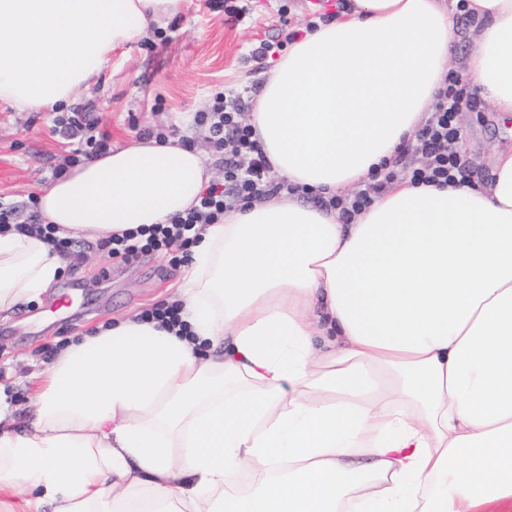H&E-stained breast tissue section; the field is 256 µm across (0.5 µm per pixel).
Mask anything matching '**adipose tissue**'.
I'll return each mask as SVG.
<instances>
[{
  "label": "adipose tissue",
  "mask_w": 512,
  "mask_h": 512,
  "mask_svg": "<svg viewBox=\"0 0 512 512\" xmlns=\"http://www.w3.org/2000/svg\"><path fill=\"white\" fill-rule=\"evenodd\" d=\"M183 0H0V101L69 103ZM466 70L512 117V0H470ZM460 39L445 0H352L294 41L250 122L274 176L328 196L411 139ZM196 149L135 138L43 186V223L98 239L198 205ZM68 264L0 231V311ZM172 299L35 378L0 431V512H486L512 502V151L487 185L400 183L352 223L281 195L205 225ZM258 476L249 490L243 473Z\"/></svg>",
  "instance_id": "adipose-tissue-1"
}]
</instances>
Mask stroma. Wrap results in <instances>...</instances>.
<instances>
[{"label": "stroma", "instance_id": "stroma-1", "mask_svg": "<svg viewBox=\"0 0 512 512\" xmlns=\"http://www.w3.org/2000/svg\"><path fill=\"white\" fill-rule=\"evenodd\" d=\"M238 0L210 8L185 0L182 11L148 37L116 48L101 80L74 102L97 121L112 144L175 125L224 178V158L215 154L193 122L218 92L259 87L274 59L250 56L255 44L283 41L288 29L309 15L304 0H248L237 18ZM53 109L20 111L0 102V202L21 221L35 224L32 199L68 165L70 141L53 133ZM463 152L472 184L492 176L495 155L512 149V120L501 123L483 108L466 112ZM70 262L52 295L0 315V426L21 425L32 402V377L47 368L70 339L112 319L165 304L180 269L158 252L131 262L107 260L97 240L74 239Z\"/></svg>", "mask_w": 512, "mask_h": 512}]
</instances>
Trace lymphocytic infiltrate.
Segmentation results:
<instances>
[{
	"mask_svg": "<svg viewBox=\"0 0 512 512\" xmlns=\"http://www.w3.org/2000/svg\"><path fill=\"white\" fill-rule=\"evenodd\" d=\"M476 103L475 94L462 76H448L414 139L402 142L394 157L376 167L369 181L358 189L321 199V206L336 210L342 222L349 224L399 180L417 185L467 184L469 162L460 149L464 130L459 115ZM252 106V97L241 93L229 97L219 92L206 109L195 113L194 124L206 131L211 148L224 156L223 182L210 184L198 205L175 216L170 224L101 241L107 259L129 262L146 252L162 251L170 264H180L187 260L203 225L218 223L237 206L279 194H307V187L272 176L253 127L243 118ZM55 126L77 139L74 157L89 160L109 149L108 136L100 133L97 124L79 110L56 117Z\"/></svg>",
	"mask_w": 512,
	"mask_h": 512,
	"instance_id": "f902f5d3",
	"label": "lymphocytic infiltrate"
}]
</instances>
